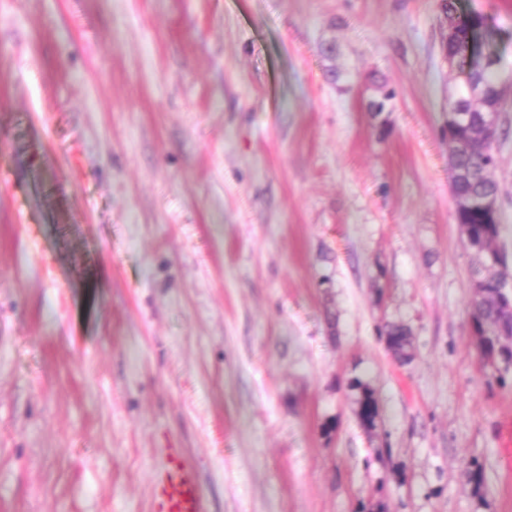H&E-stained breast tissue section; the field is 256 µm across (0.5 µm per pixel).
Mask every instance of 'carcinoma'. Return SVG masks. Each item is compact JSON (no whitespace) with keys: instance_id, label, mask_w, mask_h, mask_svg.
<instances>
[{"instance_id":"carcinoma-1","label":"carcinoma","mask_w":512,"mask_h":512,"mask_svg":"<svg viewBox=\"0 0 512 512\" xmlns=\"http://www.w3.org/2000/svg\"><path fill=\"white\" fill-rule=\"evenodd\" d=\"M485 24V17L473 12L459 23V34L448 47V53L457 58L459 70L468 82L458 84L450 102L459 110L469 113V122L455 130L448 138V153L454 168L462 175L453 182V191L469 203L463 218L469 228L468 244L478 258L474 272L482 274L497 262H505L507 255L498 248L502 224L496 221L481 205L488 198L498 197L499 189L491 164L490 150L498 130H489L487 114L473 108L468 88H480L483 103L496 104L501 73L509 68L501 54L476 55L471 51V37ZM482 291L474 293L470 324L473 330L485 337V359L491 362L492 376L501 386L508 385L507 373L512 366V349L498 347V340L512 336V311L505 309L493 297L494 291L505 287L499 278L491 276L478 284ZM387 337L393 340L392 349L401 359L407 354L409 341L403 328L392 326Z\"/></svg>"}]
</instances>
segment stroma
Segmentation results:
<instances>
[{
    "label": "stroma",
    "instance_id": "1",
    "mask_svg": "<svg viewBox=\"0 0 512 512\" xmlns=\"http://www.w3.org/2000/svg\"><path fill=\"white\" fill-rule=\"evenodd\" d=\"M458 7L512 60V0ZM444 33L439 0H0V512H153L170 448L208 512H512Z\"/></svg>",
    "mask_w": 512,
    "mask_h": 512
}]
</instances>
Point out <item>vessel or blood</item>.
Returning <instances> with one entry per match:
<instances>
[{"mask_svg": "<svg viewBox=\"0 0 512 512\" xmlns=\"http://www.w3.org/2000/svg\"><path fill=\"white\" fill-rule=\"evenodd\" d=\"M153 492L158 512H208L198 475L181 449H169L166 466L153 481Z\"/></svg>", "mask_w": 512, "mask_h": 512, "instance_id": "b4317fda", "label": "vessel or blood"}]
</instances>
